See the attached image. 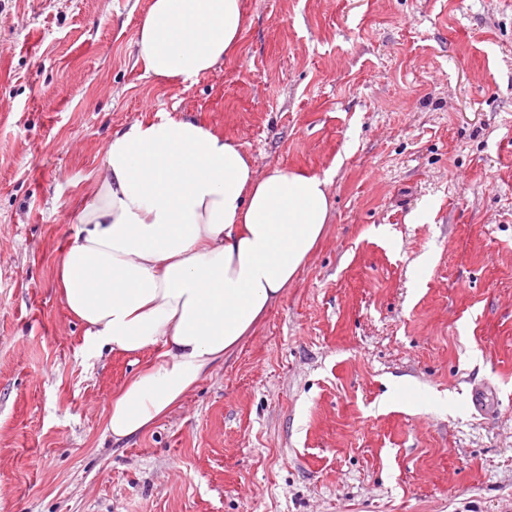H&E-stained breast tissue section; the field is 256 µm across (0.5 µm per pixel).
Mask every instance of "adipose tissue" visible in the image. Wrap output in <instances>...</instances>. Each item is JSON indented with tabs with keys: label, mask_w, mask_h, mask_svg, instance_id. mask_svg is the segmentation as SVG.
<instances>
[{
	"label": "adipose tissue",
	"mask_w": 512,
	"mask_h": 512,
	"mask_svg": "<svg viewBox=\"0 0 512 512\" xmlns=\"http://www.w3.org/2000/svg\"><path fill=\"white\" fill-rule=\"evenodd\" d=\"M244 24L241 0H151L137 55L151 77L192 81L234 51ZM328 184L257 172L193 118L110 136L55 284L91 353L162 348L113 397V441L151 427L248 336L324 234Z\"/></svg>",
	"instance_id": "obj_1"
}]
</instances>
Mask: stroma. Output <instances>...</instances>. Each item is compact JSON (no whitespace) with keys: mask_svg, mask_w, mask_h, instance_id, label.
<instances>
[{"mask_svg":"<svg viewBox=\"0 0 512 512\" xmlns=\"http://www.w3.org/2000/svg\"><path fill=\"white\" fill-rule=\"evenodd\" d=\"M150 0H0V512H512V0H243L223 65L149 77ZM193 117L331 220L148 431L54 269L112 132Z\"/></svg>","mask_w":512,"mask_h":512,"instance_id":"obj_1","label":"stroma"}]
</instances>
